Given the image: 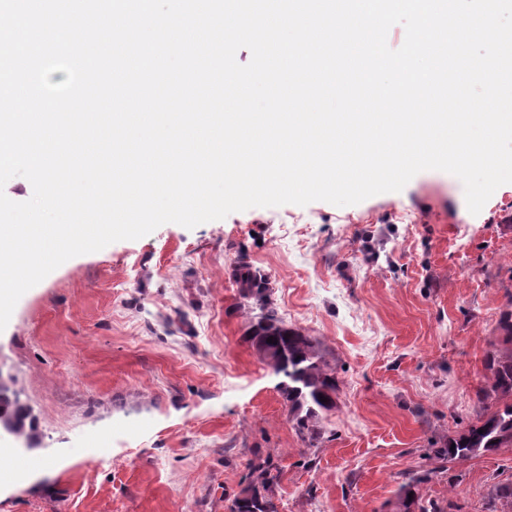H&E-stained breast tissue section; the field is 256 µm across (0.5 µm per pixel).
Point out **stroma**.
I'll list each match as a JSON object with an SVG mask.
<instances>
[{"label":"stroma","mask_w":512,"mask_h":512,"mask_svg":"<svg viewBox=\"0 0 512 512\" xmlns=\"http://www.w3.org/2000/svg\"><path fill=\"white\" fill-rule=\"evenodd\" d=\"M337 365L309 446L245 338L240 267ZM512 291V184L471 214L438 170L338 207H255L69 259L0 332L39 447L0 435V512H227L254 455L281 468L279 512H391L403 473L479 409L483 360ZM512 450L418 488L487 512Z\"/></svg>","instance_id":"1"}]
</instances>
